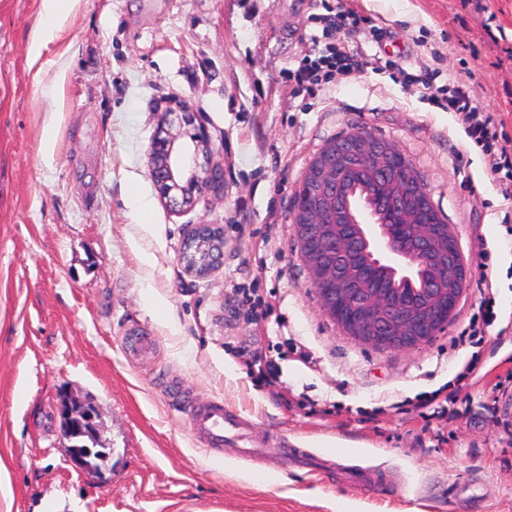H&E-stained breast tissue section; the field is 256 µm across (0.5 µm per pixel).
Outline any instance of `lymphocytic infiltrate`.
I'll use <instances>...</instances> for the list:
<instances>
[{
  "mask_svg": "<svg viewBox=\"0 0 512 512\" xmlns=\"http://www.w3.org/2000/svg\"><path fill=\"white\" fill-rule=\"evenodd\" d=\"M362 18L349 10L336 17L319 16L320 33L310 39L318 47L314 56L304 58L298 68L288 73V81L295 95L312 94L325 87L346 80L354 71L368 69L376 74H389L394 82L405 86H422L423 101L452 115L463 130L465 148L478 150L491 160V171L504 199L512 201V149L502 145L497 120L479 112L473 90L467 79L439 86L435 73L425 71L413 74L395 61L370 55L361 49H349L337 43L335 33L340 29H354Z\"/></svg>",
  "mask_w": 512,
  "mask_h": 512,
  "instance_id": "obj_1",
  "label": "lymphocytic infiltrate"
}]
</instances>
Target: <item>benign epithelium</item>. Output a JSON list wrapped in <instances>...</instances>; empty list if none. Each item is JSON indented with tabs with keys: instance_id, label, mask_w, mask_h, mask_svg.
Wrapping results in <instances>:
<instances>
[{
	"instance_id": "obj_1",
	"label": "benign epithelium",
	"mask_w": 512,
	"mask_h": 512,
	"mask_svg": "<svg viewBox=\"0 0 512 512\" xmlns=\"http://www.w3.org/2000/svg\"><path fill=\"white\" fill-rule=\"evenodd\" d=\"M189 111L184 100L168 101L157 113L148 153L161 201L180 210L194 208L206 190L219 186L221 176L219 165L197 163L198 156H211V139L203 125L184 127ZM361 169L384 187L371 209L398 214L407 231L382 235L386 253L353 275L350 261L369 239L363 225L333 229L330 218L348 208L344 184ZM293 223L322 310L346 335L381 349L415 348L447 328L465 288L466 265L420 175L393 144L364 130L328 143L295 191ZM223 254L222 229L197 224L184 238L180 260L188 273L203 276Z\"/></svg>"
}]
</instances>
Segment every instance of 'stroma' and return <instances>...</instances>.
I'll return each mask as SVG.
<instances>
[{
  "mask_svg": "<svg viewBox=\"0 0 512 512\" xmlns=\"http://www.w3.org/2000/svg\"><path fill=\"white\" fill-rule=\"evenodd\" d=\"M39 2L0 0V512H512V203L421 87L360 70L303 99L287 79L313 49V17L351 7L367 22L350 45L470 79L512 148V0H165L150 13L144 0H78L32 62ZM173 97L223 169L222 190L182 212L147 167ZM357 128L418 171L467 263L452 321L418 348L345 335L300 255L294 191ZM133 182L149 223L125 200ZM197 224L224 231L203 277L179 261ZM488 296L484 336L456 344ZM141 333L155 353L130 360ZM255 348L272 382L248 373ZM175 385L290 452L215 460ZM73 395L98 411L96 471L66 451Z\"/></svg>",
  "mask_w": 512,
  "mask_h": 512,
  "instance_id": "35a3bbf8",
  "label": "stroma"
}]
</instances>
